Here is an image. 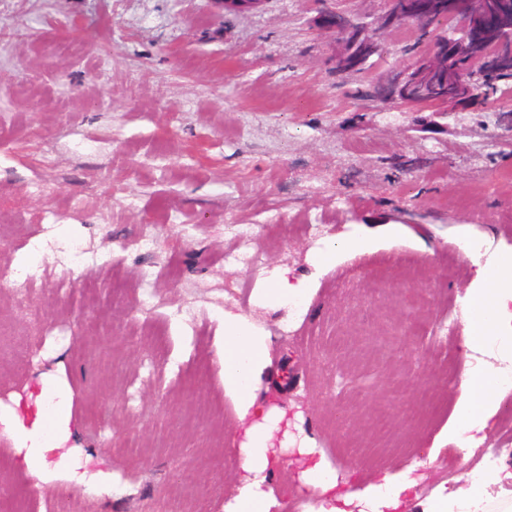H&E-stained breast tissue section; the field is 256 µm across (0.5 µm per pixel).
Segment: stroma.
I'll list each match as a JSON object with an SVG mask.
<instances>
[{
    "label": "stroma",
    "instance_id": "35a3bbf8",
    "mask_svg": "<svg viewBox=\"0 0 512 512\" xmlns=\"http://www.w3.org/2000/svg\"><path fill=\"white\" fill-rule=\"evenodd\" d=\"M368 24L363 72L336 69L348 36L324 7ZM386 0H0V262L33 278L42 345L0 353V409L32 421L43 379L70 405L62 450L112 475L99 491L30 472L0 423V512H154L192 490L224 512L244 479L224 392L222 317L270 338L259 398L339 477L364 490L414 470L407 512L448 494L437 458L472 363L462 301L488 257L512 250V80L484 104L439 110L368 97L429 41L381 26ZM414 46V55L404 54ZM260 267L225 262L240 225ZM398 224L373 253L319 268L351 225ZM310 282L305 313L259 305L276 275ZM399 290L383 303L369 285ZM429 288L427 304L417 302ZM414 343L390 359L362 333L373 311ZM388 422L377 409L394 389Z\"/></svg>",
    "mask_w": 512,
    "mask_h": 512
}]
</instances>
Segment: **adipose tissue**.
I'll list each match as a JSON object with an SVG mask.
<instances>
[{
    "label": "adipose tissue",
    "instance_id": "1",
    "mask_svg": "<svg viewBox=\"0 0 512 512\" xmlns=\"http://www.w3.org/2000/svg\"><path fill=\"white\" fill-rule=\"evenodd\" d=\"M400 231L397 224H386L375 230L363 224L353 225L345 236L319 249L315 263L322 268L350 253L375 251L385 239L397 236ZM507 298L512 299V251L499 254L493 263L484 266L477 285L469 289L465 299L472 349L493 348L499 356L512 360V336L500 333L502 304ZM220 352L224 362V392L232 398L242 428L238 451L246 472L236 495L225 502L224 512H272L277 497L270 476L282 460L272 452L270 441L283 414L264 409L255 395L257 385L271 366L269 338L244 317L228 313L224 316ZM502 387L501 375L490 368L464 379L462 396L448 425L449 442L476 444L477 433L489 427ZM43 395L47 406L39 410L33 425L20 421L8 424L13 439L23 451V461L43 479H50L53 470L58 469L66 472L72 481L84 483V475L76 471L68 457H60L53 465L47 460L49 452L56 447L54 433L65 422L68 410L51 387H44ZM300 452L307 458L300 481L322 497L314 512H342L346 506L358 508L359 512H399L404 505L403 495L415 484L410 473L388 474L363 491L340 494L336 491L337 474L325 457L305 442L301 443ZM500 479L497 473L480 478L466 476L465 487L437 499L428 512H482L487 486Z\"/></svg>",
    "mask_w": 512,
    "mask_h": 512
}]
</instances>
